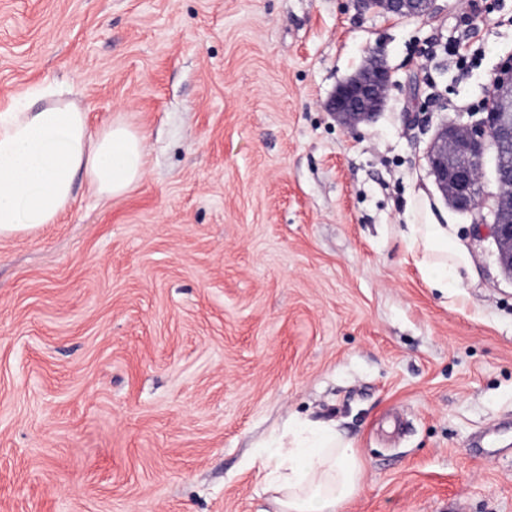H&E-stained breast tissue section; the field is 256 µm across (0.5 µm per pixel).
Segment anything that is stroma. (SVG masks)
I'll return each mask as SVG.
<instances>
[{"label":"stroma","mask_w":512,"mask_h":512,"mask_svg":"<svg viewBox=\"0 0 512 512\" xmlns=\"http://www.w3.org/2000/svg\"><path fill=\"white\" fill-rule=\"evenodd\" d=\"M466 3L0 0V110L52 90L147 134L124 195L77 182L0 238V512H271L291 418L353 440L342 512H512V277L470 213L466 295L404 241L436 131L512 55V0ZM373 50L392 82L349 128L327 103ZM360 11L382 10L401 17H423L435 12L436 0H356Z\"/></svg>","instance_id":"stroma-1"}]
</instances>
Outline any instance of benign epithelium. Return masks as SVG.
Masks as SVG:
<instances>
[{"mask_svg": "<svg viewBox=\"0 0 512 512\" xmlns=\"http://www.w3.org/2000/svg\"><path fill=\"white\" fill-rule=\"evenodd\" d=\"M436 0H356L363 12L381 10L401 17H423L435 12ZM391 71L377 51L369 63L336 89L329 107L349 127L370 122L378 114ZM488 110L469 125L451 120L443 124L426 160L442 195L459 211L474 214V223L490 227L502 267L512 275V169L503 166L498 144L512 142V63L500 66L492 81ZM494 161L497 193L484 194L480 173L487 156Z\"/></svg>", "mask_w": 512, "mask_h": 512, "instance_id": "1", "label": "benign epithelium"}]
</instances>
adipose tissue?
<instances>
[{
	"label": "adipose tissue",
	"mask_w": 512,
	"mask_h": 512,
	"mask_svg": "<svg viewBox=\"0 0 512 512\" xmlns=\"http://www.w3.org/2000/svg\"><path fill=\"white\" fill-rule=\"evenodd\" d=\"M145 157L144 134L122 124L90 133L85 112L68 101L1 112L0 237L55 223L77 176L100 195L125 193L141 178ZM408 216L405 242L424 280L460 293L473 279V264L448 213L421 192ZM270 445L263 466L274 512H341L359 494L354 443L335 423L289 424Z\"/></svg>",
	"instance_id": "ef3b65f1"
}]
</instances>
